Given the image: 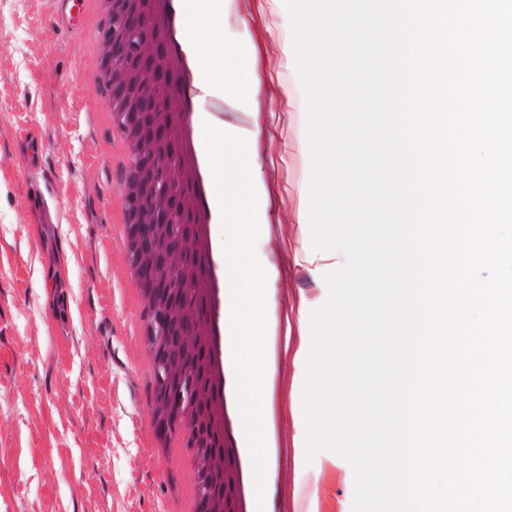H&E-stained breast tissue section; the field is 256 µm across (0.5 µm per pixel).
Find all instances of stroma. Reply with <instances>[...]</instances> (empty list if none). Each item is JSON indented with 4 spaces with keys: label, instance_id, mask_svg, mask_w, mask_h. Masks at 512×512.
I'll return each instance as SVG.
<instances>
[{
    "label": "stroma",
    "instance_id": "1",
    "mask_svg": "<svg viewBox=\"0 0 512 512\" xmlns=\"http://www.w3.org/2000/svg\"><path fill=\"white\" fill-rule=\"evenodd\" d=\"M76 30L51 0H0V512H184L191 494L180 449L155 461L148 446L154 388L136 334L140 307L119 241L122 147L95 39L94 0H80ZM283 0H224L223 36L254 34L265 49L255 107L232 94L207 99L209 120L251 133L269 224L287 223L309 194L310 158L296 142L306 113L289 59ZM41 149H20L27 130ZM279 271L267 307V356L291 377L289 298L319 308L324 290L294 238L263 249ZM275 447L267 474L298 512H352L355 476L336 452L307 459L303 398L276 389Z\"/></svg>",
    "mask_w": 512,
    "mask_h": 512
}]
</instances>
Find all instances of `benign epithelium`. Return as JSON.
Masks as SVG:
<instances>
[{"instance_id": "obj_1", "label": "benign epithelium", "mask_w": 512, "mask_h": 512, "mask_svg": "<svg viewBox=\"0 0 512 512\" xmlns=\"http://www.w3.org/2000/svg\"><path fill=\"white\" fill-rule=\"evenodd\" d=\"M102 43L108 63L127 48H133V66L116 80L115 86L124 96L129 122L138 128L146 126L134 141L137 162L131 179L138 184V195L131 198V213L139 246L131 256V266L162 285L155 295L159 313L152 336L157 353V410L162 416H171L176 412L177 403L183 402L203 411L210 402L209 390L199 378L185 371L198 351V322L181 302V297L191 293L193 283L184 277H174L189 257L191 248L188 240L175 236L170 219L172 210L188 213L193 204L188 195L172 197L166 188L165 174L155 164L159 132L152 126L153 101L143 94L146 86L164 77L168 59L155 41L141 33L133 19L125 15L119 16V28L109 30ZM190 447L195 449L198 473L208 479L202 487L200 512H223L224 505L209 484L224 473L222 457L216 450L200 447L195 441Z\"/></svg>"}]
</instances>
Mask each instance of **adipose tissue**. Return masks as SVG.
<instances>
[{"instance_id": "ef3b65f1", "label": "adipose tissue", "mask_w": 512, "mask_h": 512, "mask_svg": "<svg viewBox=\"0 0 512 512\" xmlns=\"http://www.w3.org/2000/svg\"><path fill=\"white\" fill-rule=\"evenodd\" d=\"M224 15V0H182L177 17V38L181 39L200 96L212 93L224 80V49L209 39ZM205 157V186L217 224L246 220L248 237L270 242L271 227L266 210L271 192L254 197L252 185L258 179L256 145L253 138L239 137L211 129L201 144Z\"/></svg>"}]
</instances>
